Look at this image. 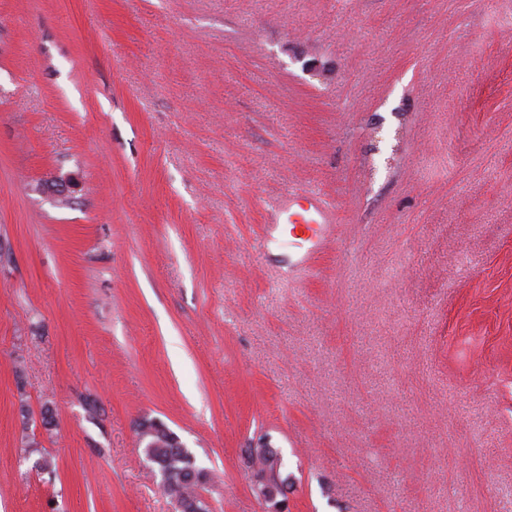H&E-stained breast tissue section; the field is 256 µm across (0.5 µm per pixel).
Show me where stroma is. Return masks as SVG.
Returning a JSON list of instances; mask_svg holds the SVG:
<instances>
[{
  "label": "stroma",
  "instance_id": "obj_1",
  "mask_svg": "<svg viewBox=\"0 0 512 512\" xmlns=\"http://www.w3.org/2000/svg\"><path fill=\"white\" fill-rule=\"evenodd\" d=\"M144 419L211 512L262 435L287 512H512V0H0V512H176ZM338 208L314 190H292L272 208L270 224H290L294 243H307L300 253V263L310 269L311 256L334 234ZM175 446L167 440V437H156L146 441V447L152 445V448H144L146 457H151L155 460V463L162 469L169 473V482L167 485L161 486L164 493H167L171 497L173 493L170 489L172 486H177L183 489L184 493L190 495V493L197 492L198 489L206 483L207 473L198 468L194 476L189 473H183L187 467L185 456L180 448H183L184 453L186 448L180 443V440L175 436H172Z\"/></svg>",
  "mask_w": 512,
  "mask_h": 512
}]
</instances>
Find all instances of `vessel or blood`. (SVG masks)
I'll return each instance as SVG.
<instances>
[{"instance_id": "obj_1", "label": "vessel or blood", "mask_w": 512, "mask_h": 512, "mask_svg": "<svg viewBox=\"0 0 512 512\" xmlns=\"http://www.w3.org/2000/svg\"><path fill=\"white\" fill-rule=\"evenodd\" d=\"M337 219L335 203L310 189L289 191L271 212L272 223L288 225L290 236L302 244L300 261L304 264L333 236Z\"/></svg>"}]
</instances>
